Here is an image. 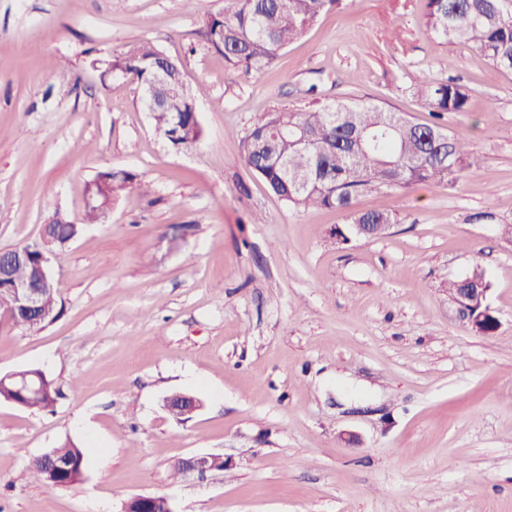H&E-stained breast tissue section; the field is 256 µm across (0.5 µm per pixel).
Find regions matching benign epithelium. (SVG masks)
<instances>
[{
    "mask_svg": "<svg viewBox=\"0 0 512 512\" xmlns=\"http://www.w3.org/2000/svg\"><path fill=\"white\" fill-rule=\"evenodd\" d=\"M29 250L28 246L0 250V293L6 296L11 308L45 319L48 311L44 306V294L53 282L51 252L44 251L36 276L18 279L14 275V269L28 264ZM487 293L486 288H461L455 294L456 303L466 313L472 327L479 332L487 320L495 326L498 325V319L491 314L489 306L486 305ZM179 465L186 471L204 475L218 470V466L225 465V460L216 454H199L179 461Z\"/></svg>",
    "mask_w": 512,
    "mask_h": 512,
    "instance_id": "obj_1",
    "label": "benign epithelium"
}]
</instances>
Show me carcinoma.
Returning <instances> with one entry per match:
<instances>
[{"label":"carcinoma","instance_id":"1","mask_svg":"<svg viewBox=\"0 0 512 512\" xmlns=\"http://www.w3.org/2000/svg\"><path fill=\"white\" fill-rule=\"evenodd\" d=\"M340 0H224L222 11L205 20L212 47L225 64L245 73L269 66L277 52L302 37ZM427 30L449 42L475 46L500 69L512 72V0H427ZM160 50L139 41L112 54L107 70L137 83L154 131L169 142L198 140L201 125L192 121L195 95L179 82L178 61L165 70ZM416 93L437 120L448 112H463L468 103L464 88L452 81L424 80ZM245 165L261 177L281 200L297 207L347 211L363 194L407 190L416 185L446 187L480 168L481 159L463 135L445 131L437 122L418 124L399 112L365 100H345L308 110L274 108L265 113L240 141ZM141 185L127 170L98 173L86 186L109 203ZM102 213L85 211L80 224H52L50 238L63 246L78 237L86 224H102ZM353 224H391L383 212L354 213ZM46 307L50 320L10 314L0 302V319L25 331L39 332L64 313L56 289ZM39 375V389L23 396L10 381L0 385V401L45 410L61 395L56 381L38 368L12 372L19 379ZM71 460L73 467L47 479L40 461L30 466L33 479L50 488H68L84 480L86 449L66 441L51 449Z\"/></svg>","mask_w":512,"mask_h":512}]
</instances>
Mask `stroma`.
<instances>
[{
  "label": "stroma",
  "mask_w": 512,
  "mask_h": 512,
  "mask_svg": "<svg viewBox=\"0 0 512 512\" xmlns=\"http://www.w3.org/2000/svg\"><path fill=\"white\" fill-rule=\"evenodd\" d=\"M427 0H342L250 75L203 21L223 0H0V248L80 221L86 185L124 169L107 223L51 259L59 320L0 323V375L37 367L48 411L0 402V512H120L137 495L177 512H512V73L424 25ZM148 39L181 63L201 139L157 136L136 83L105 75ZM456 80L445 115L482 164L455 186L357 198L389 213L339 243L348 213L280 200L240 157L269 110L367 99L430 122L414 85ZM481 267L499 321L476 332L448 291ZM196 397L190 417L165 398ZM82 482L29 466L64 439ZM197 454L224 471L173 477ZM48 452H53L58 456L70 459L73 467L71 470L49 480L46 478L40 461L35 460L30 466V472L36 482L50 489H63L84 480L86 471L85 448L76 445L72 441H66L55 448H51ZM146 498H157L156 506L157 510L155 511H142L143 500ZM121 512H177L175 509V505L173 501L167 496H158V495H138L132 497L130 500L126 501L123 504V508Z\"/></svg>",
  "instance_id": "obj_1"
}]
</instances>
